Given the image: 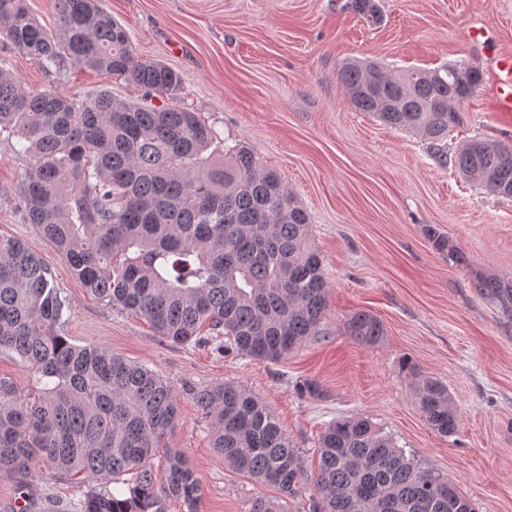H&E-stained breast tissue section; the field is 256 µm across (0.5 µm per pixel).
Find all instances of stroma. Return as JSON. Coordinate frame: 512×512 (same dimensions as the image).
I'll use <instances>...</instances> for the list:
<instances>
[{"instance_id": "35a3bbf8", "label": "stroma", "mask_w": 512, "mask_h": 512, "mask_svg": "<svg viewBox=\"0 0 512 512\" xmlns=\"http://www.w3.org/2000/svg\"><path fill=\"white\" fill-rule=\"evenodd\" d=\"M348 0H103L127 29L138 57L183 79L179 104L201 113L218 140L240 145L278 171L310 218L311 239L329 282L328 328L277 363L217 355L212 345H176L143 317L90 295L45 242L19 204L29 158L0 135V234L36 245L69 311L64 332L145 364L173 386L180 419L164 444L182 450L201 480L199 512H247L273 488L228 468L212 450L209 421L195 402L201 388L245 385L279 421L305 476L318 464V440L334 418L358 415L406 453L455 483L475 512H512V324L478 295L474 272L512 278V198L471 186L425 152L415 135L391 129L350 104L339 81L351 60L434 68H485L469 38L485 32L512 52V0H377L370 24ZM22 88L90 97L107 90L135 100L139 87L105 72L71 68L64 80L0 45V68ZM449 146L483 135L512 145V113L497 111L489 83L466 105ZM433 224L468 259L459 266L434 251ZM363 310L383 324L368 347L343 332ZM445 382L459 413L456 435L434 433L410 390L403 362ZM318 383V397L295 383ZM78 477L37 474L34 512H78Z\"/></svg>"}]
</instances>
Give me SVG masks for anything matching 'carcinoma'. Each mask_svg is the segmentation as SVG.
Listing matches in <instances>:
<instances>
[{"mask_svg":"<svg viewBox=\"0 0 512 512\" xmlns=\"http://www.w3.org/2000/svg\"><path fill=\"white\" fill-rule=\"evenodd\" d=\"M57 27L46 30L26 0H0V41L59 77L72 65L106 71L143 91L137 101L102 91L88 99L55 90L25 91L0 69V131L30 158L21 202L38 237L53 245L99 301L145 317L168 341L215 343L218 354L279 362L329 336V284L310 238L309 216L279 173L248 149L215 154L212 126L176 103L181 77L138 57L127 29L101 0H54ZM347 7L375 23V0ZM467 69L465 83L456 72ZM340 83L351 104L383 124L411 132L428 156L490 194L512 198V147L474 137L453 151L448 137L465 113L450 108L483 82L474 66L396 72L346 64ZM166 98L158 105L154 99ZM432 248L461 265L466 255L428 225ZM480 297L512 322V278H477ZM68 303L37 248L0 235V352L12 354L40 385L21 394L0 377V475L13 478L19 512H28L34 459L54 475H84L80 512H169L178 501L198 512L201 485L164 437L179 418L177 395L158 372L62 332ZM374 346L382 322L359 311L344 323ZM224 340H218V337ZM413 392L429 427L449 437L459 416L448 385L420 376ZM196 402L210 418L211 448L228 467L274 488L248 512H282L300 490L296 451L275 418L245 386L206 387ZM313 478L314 512H474L432 469L363 417L326 424ZM164 460L157 481L153 459ZM135 474L126 496L109 481Z\"/></svg>","mask_w":512,"mask_h":512,"instance_id":"carcinoma-1","label":"carcinoma"}]
</instances>
